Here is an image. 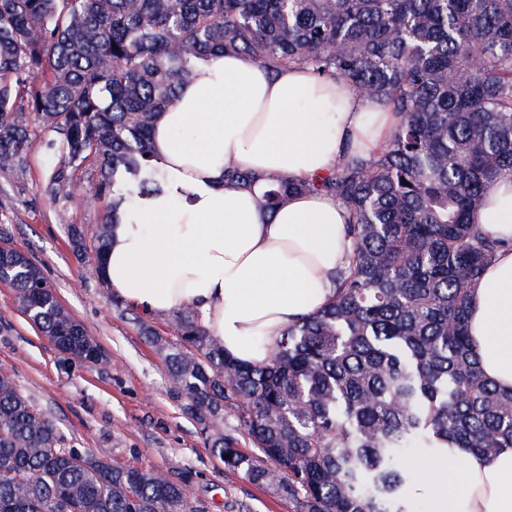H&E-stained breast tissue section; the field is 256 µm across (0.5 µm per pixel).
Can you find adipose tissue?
<instances>
[{
  "label": "adipose tissue",
  "mask_w": 512,
  "mask_h": 512,
  "mask_svg": "<svg viewBox=\"0 0 512 512\" xmlns=\"http://www.w3.org/2000/svg\"><path fill=\"white\" fill-rule=\"evenodd\" d=\"M398 123L360 100L341 79L303 69L270 76L227 52L198 62L161 114L153 138L166 183L115 225L103 278L111 293L163 316L197 308L226 354L259 363L292 321L321 310L349 267L347 208L299 193L263 212L271 177L324 176L348 156H369ZM251 174L223 185L225 162ZM475 222L503 241L471 292L469 332L484 376L512 389V178L487 184ZM409 490L428 512H512V448L485 457L444 448Z\"/></svg>",
  "instance_id": "obj_1"
}]
</instances>
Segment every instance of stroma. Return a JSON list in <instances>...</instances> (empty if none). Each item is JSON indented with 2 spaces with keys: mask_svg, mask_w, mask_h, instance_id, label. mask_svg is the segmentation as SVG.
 I'll use <instances>...</instances> for the list:
<instances>
[{
  "mask_svg": "<svg viewBox=\"0 0 512 512\" xmlns=\"http://www.w3.org/2000/svg\"><path fill=\"white\" fill-rule=\"evenodd\" d=\"M29 131L24 163L0 171V236L41 266L106 360H65L19 310L13 289L0 284V367L14 373L19 389L55 420L68 443L106 454L116 467L185 478L198 512H291L287 500L262 484L225 470L171 394L164 359L140 334L132 311L113 307L95 266L75 258L68 225L93 238L107 207L82 200L96 171H74L75 197H50L46 187L60 156L48 149L47 132L34 123Z\"/></svg>",
  "mask_w": 512,
  "mask_h": 512,
  "instance_id": "1",
  "label": "stroma"
}]
</instances>
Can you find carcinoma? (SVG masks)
<instances>
[{
	"label": "carcinoma",
	"instance_id": "cac0c4a2",
	"mask_svg": "<svg viewBox=\"0 0 512 512\" xmlns=\"http://www.w3.org/2000/svg\"><path fill=\"white\" fill-rule=\"evenodd\" d=\"M225 52L271 75L341 78L399 122L369 157L274 178L260 198L271 211L291 193L332 195L353 241L334 298L288 324L268 360L224 353L190 305L164 336L139 328L225 470L293 512H412L403 450L512 448V390L484 377L468 331L470 289L502 247L474 216L485 184L512 177V0H0V170L23 164L28 114L62 151L48 193L90 166L93 199L112 198L93 245L68 225L79 261L102 266L131 202L163 191L160 114L196 61ZM251 182L224 164V185ZM0 283L69 359L98 348L27 253L10 250ZM0 512L196 509L167 471L65 446L0 368Z\"/></svg>",
	"mask_w": 512,
	"mask_h": 512
}]
</instances>
